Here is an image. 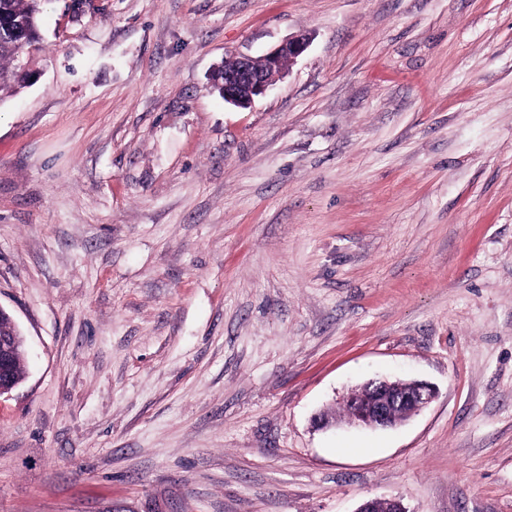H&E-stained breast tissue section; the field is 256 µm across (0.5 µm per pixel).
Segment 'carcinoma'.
<instances>
[{
  "label": "carcinoma",
  "mask_w": 512,
  "mask_h": 512,
  "mask_svg": "<svg viewBox=\"0 0 512 512\" xmlns=\"http://www.w3.org/2000/svg\"><path fill=\"white\" fill-rule=\"evenodd\" d=\"M41 12L42 0H0V95L28 83L18 57L26 43L38 39Z\"/></svg>",
  "instance_id": "obj_1"
}]
</instances>
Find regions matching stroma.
I'll use <instances>...</instances> for the list:
<instances>
[{
  "mask_svg": "<svg viewBox=\"0 0 512 512\" xmlns=\"http://www.w3.org/2000/svg\"><path fill=\"white\" fill-rule=\"evenodd\" d=\"M28 60L0 512H512V0H45ZM373 377L437 396L351 427ZM305 36L290 37L261 57L230 53L224 56V82L219 85L224 101L239 107L250 105L280 77L287 63L308 48Z\"/></svg>",
  "mask_w": 512,
  "mask_h": 512,
  "instance_id": "35a3bbf8",
  "label": "stroma"
}]
</instances>
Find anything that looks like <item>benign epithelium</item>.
Returning <instances> with one entry per match:
<instances>
[{"label":"benign epithelium","mask_w":512,"mask_h":512,"mask_svg":"<svg viewBox=\"0 0 512 512\" xmlns=\"http://www.w3.org/2000/svg\"><path fill=\"white\" fill-rule=\"evenodd\" d=\"M308 38L290 37L261 57L230 53L224 56V82L220 89L224 101L239 107L250 105L264 94L280 77L287 63L301 56L308 48ZM25 345L18 336H0V397L10 394L15 385L11 366L16 348ZM365 394L359 398L349 393L353 418L350 423L370 429L397 426L396 409H409L413 416L428 407L436 397V389L419 380L392 381L372 379L363 386Z\"/></svg>","instance_id":"benign-epithelium-1"}]
</instances>
